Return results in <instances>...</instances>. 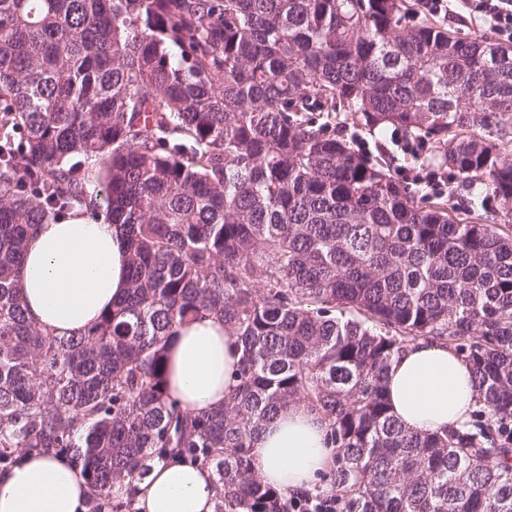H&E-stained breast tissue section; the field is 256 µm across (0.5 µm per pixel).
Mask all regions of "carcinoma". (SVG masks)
<instances>
[{"label":"carcinoma","instance_id":"carcinoma-1","mask_svg":"<svg viewBox=\"0 0 512 512\" xmlns=\"http://www.w3.org/2000/svg\"><path fill=\"white\" fill-rule=\"evenodd\" d=\"M388 129L499 223L355 148ZM99 195L128 288L58 336L25 313L26 239ZM206 313L241 359L224 406L191 414L166 346ZM419 340L472 368L478 409L441 433L388 407ZM292 404L336 453L288 495L250 450ZM26 452L74 459L86 512H134L124 490L168 458L211 471L213 512H512V47L405 0H0V473ZM408 186L421 196L430 197L436 202H445L448 204V208L451 205L457 206V203H460L461 199H465V195L467 194L465 186L460 182L449 185L447 183L438 190L428 187L425 183L409 184ZM449 187H452V191L448 190Z\"/></svg>","mask_w":512,"mask_h":512}]
</instances>
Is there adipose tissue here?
Returning a JSON list of instances; mask_svg holds the SVG:
<instances>
[{
  "instance_id": "1",
  "label": "adipose tissue",
  "mask_w": 512,
  "mask_h": 512,
  "mask_svg": "<svg viewBox=\"0 0 512 512\" xmlns=\"http://www.w3.org/2000/svg\"><path fill=\"white\" fill-rule=\"evenodd\" d=\"M122 226L91 221L81 211L29 236L21 280L29 318L58 336L83 333L111 310L127 288ZM241 358L236 336L214 315L178 325L169 342L168 386L189 413L223 405ZM389 407L408 430L431 433L469 420L476 408L472 369L442 343L408 346L388 373ZM327 427L301 405L281 411L255 440L252 468L265 483L291 493L313 487L335 455ZM87 484L71 458L32 455L0 473V512H85ZM136 512H213L207 468L176 459L152 463L135 482Z\"/></svg>"
}]
</instances>
